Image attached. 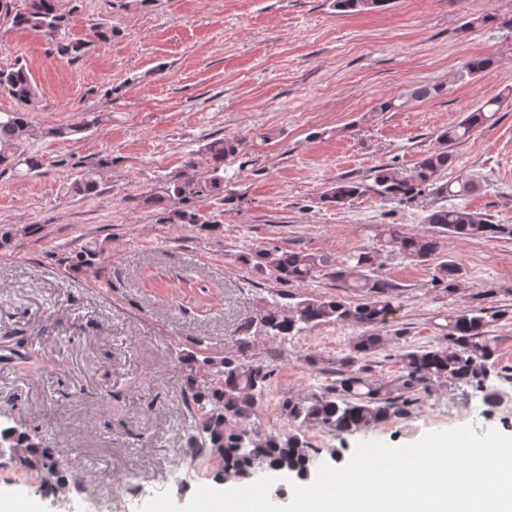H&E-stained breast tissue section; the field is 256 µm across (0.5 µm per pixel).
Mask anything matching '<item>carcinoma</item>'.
<instances>
[{
  "label": "carcinoma",
  "instance_id": "1",
  "mask_svg": "<svg viewBox=\"0 0 512 512\" xmlns=\"http://www.w3.org/2000/svg\"><path fill=\"white\" fill-rule=\"evenodd\" d=\"M391 0H334L340 14L384 10ZM16 26L43 33L55 41L69 23L68 14L60 11L59 0H25V8L13 17ZM493 65V59L478 56L465 61L453 74L452 82L482 73ZM0 91L13 98L18 108L0 113V168L21 175L39 173L52 165L41 155L27 152L26 143L41 135L57 139L81 134L98 124L99 116L83 112L78 120L65 126L49 127L40 132L33 128L28 112L37 99L36 85L22 65L0 70ZM444 92L442 85L417 84L403 95L381 102L377 110H400L414 102L433 98ZM501 97L484 102L461 121L448 126L438 135L442 147L424 154L402 176L387 166L374 173L377 192L392 200L418 196L427 189L441 194L464 196L473 191L471 179L442 182L443 175L454 164L446 144L462 140L476 129L494 120ZM242 141L235 137L214 139L194 152L175 175L163 179L147 197V202L163 210L166 223L212 226L214 221L198 208L204 200L222 204L235 193L224 177V161L238 155ZM97 174L87 172L67 188L73 196H89L98 190ZM365 191L355 182L341 181L321 195V200L341 207ZM425 223L440 228V233L461 239H499L512 236V224H494L466 207H438L425 217ZM385 244L401 257L424 263L438 252L435 238L410 234L390 225ZM255 268L267 271L281 282H306L321 271L336 280V287L361 296L357 302L345 300L341 294L304 297L282 306L276 302L263 308L257 320L240 325L235 350L206 353L201 350L178 351L182 366L183 395L192 419L186 439V453L217 462V475L248 480L252 469L287 473L298 477L309 472L312 448L300 429L320 428L331 432L353 433L376 425L391 416L407 411L409 401L402 392L417 386L424 388L436 381L448 380L471 386L483 393V402L494 408L498 404L495 389L489 385L491 368L497 359V341L487 334L489 321L482 309H464L448 313L443 326V342L431 348L407 350L400 355L401 374L389 384L373 382L358 373H346L335 386L312 392L303 401L288 399L281 404L282 413L295 424L286 435L263 433L251 425L259 400L269 384L273 370L266 364L246 360L250 337L270 338L296 336L303 330L322 323H346L359 329L351 345L355 358L367 357L386 344L383 325L395 311V285L375 274V256L361 250L338 261L327 254L279 247L262 249L255 254ZM462 273L454 261L438 265L431 285L448 294L457 292ZM10 425L0 429L9 439L17 462L37 471L43 481L58 490L65 482V460L58 449L50 447L38 427L27 420L17 404L0 409ZM249 432L253 448L249 456L240 454V436Z\"/></svg>",
  "mask_w": 512,
  "mask_h": 512
}]
</instances>
